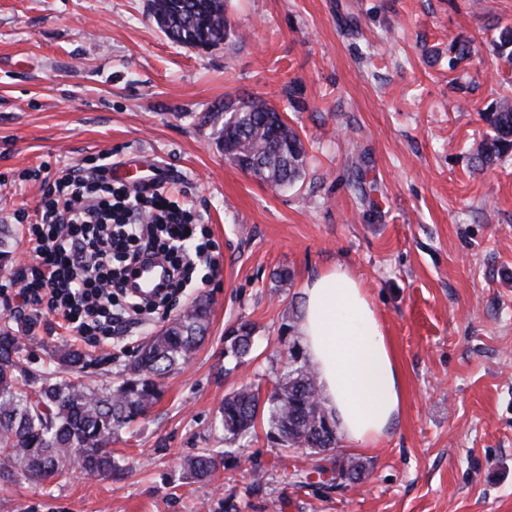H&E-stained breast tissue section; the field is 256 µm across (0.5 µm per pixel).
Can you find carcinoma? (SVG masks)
<instances>
[{
	"mask_svg": "<svg viewBox=\"0 0 512 512\" xmlns=\"http://www.w3.org/2000/svg\"><path fill=\"white\" fill-rule=\"evenodd\" d=\"M153 19H162L160 31L182 46L193 43L215 47L224 42L228 20L224 0H149ZM492 45L498 56L512 60V26L495 28ZM470 54L469 42L448 44V69ZM277 111L263 101L245 104L217 130L224 156L276 187L295 184L306 167V151L298 134L286 123L276 124ZM492 134L473 153L476 166L492 165L512 154V102L504 99L484 113ZM209 309L193 302L154 335L145 338L128 363V377L113 387H97L70 378L89 362L76 349L60 348L40 368L29 366L21 337L0 328V458L9 466L0 481H63L74 467L94 475L123 471L109 445L112 434L146 415L160 395L159 379L185 364L207 334ZM252 326L239 323L226 337L238 359L252 348ZM289 352L288 372L278 380L266 401L258 391L242 386L224 398L219 424L234 442L249 434L257 419L267 415L268 436L276 443L309 451L312 468L292 474L301 488L313 480L331 488L347 487L362 479L365 466L339 447L336 419L320 397L312 367L297 363ZM237 449L221 454L208 450L186 457L182 479H211Z\"/></svg>",
	"mask_w": 512,
	"mask_h": 512,
	"instance_id": "1",
	"label": "carcinoma"
}]
</instances>
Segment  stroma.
I'll list each match as a JSON object with an SVG mask.
<instances>
[{"mask_svg":"<svg viewBox=\"0 0 512 512\" xmlns=\"http://www.w3.org/2000/svg\"><path fill=\"white\" fill-rule=\"evenodd\" d=\"M147 3L0 0V284L25 260L14 211L109 150L185 191L220 270L86 347L87 382L121 381L133 348L197 296L210 327L147 417L113 437L120 478L0 481V512H222L227 497L238 512H512V156L472 165L483 112L512 97V63L491 46L512 0H225L230 33L208 50L167 39ZM456 37L472 54L452 70ZM254 100L303 142L292 187L241 171L216 142L226 113ZM338 266L379 311L404 406L376 444L341 442L361 482L315 492L289 479L310 457L272 442L266 421L232 443L215 416L240 386L270 394L304 351V283ZM1 311L35 361L76 343L17 298L0 296ZM242 321L254 347L238 360L224 335ZM232 445L238 462L182 483L185 455Z\"/></svg>","mask_w":512,"mask_h":512,"instance_id":"stroma-1","label":"stroma"}]
</instances>
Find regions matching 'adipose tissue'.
<instances>
[{"instance_id":"obj_1","label":"adipose tissue","mask_w":512,"mask_h":512,"mask_svg":"<svg viewBox=\"0 0 512 512\" xmlns=\"http://www.w3.org/2000/svg\"><path fill=\"white\" fill-rule=\"evenodd\" d=\"M297 332L340 434L361 446L383 438L402 415V378L362 284L340 267L307 281Z\"/></svg>"}]
</instances>
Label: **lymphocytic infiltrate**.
Wrapping results in <instances>:
<instances>
[{
	"label": "lymphocytic infiltrate",
	"instance_id": "lymphocytic-infiltrate-1",
	"mask_svg": "<svg viewBox=\"0 0 512 512\" xmlns=\"http://www.w3.org/2000/svg\"><path fill=\"white\" fill-rule=\"evenodd\" d=\"M113 166L105 152L93 166L62 169L35 214L14 213L16 223L28 226L29 261L12 284L26 302L61 316L67 331L84 338L115 334L135 316L166 308L189 288L197 268H220L217 245L174 200L165 179L117 184ZM144 257L163 259L172 273L166 291L149 300L125 287Z\"/></svg>",
	"mask_w": 512,
	"mask_h": 512
}]
</instances>
